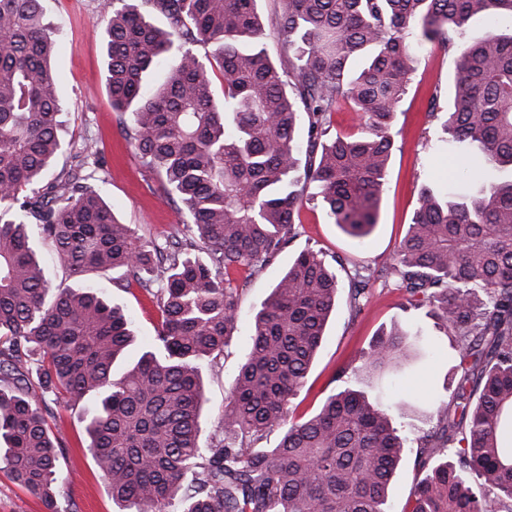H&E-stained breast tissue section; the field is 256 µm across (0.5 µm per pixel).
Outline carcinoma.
<instances>
[{
    "instance_id": "1",
    "label": "carcinoma",
    "mask_w": 512,
    "mask_h": 512,
    "mask_svg": "<svg viewBox=\"0 0 512 512\" xmlns=\"http://www.w3.org/2000/svg\"><path fill=\"white\" fill-rule=\"evenodd\" d=\"M258 0H108L107 91L143 163L190 223L166 245L139 241L88 177L46 173L63 152L40 0H0V471L59 512L67 440L47 397L79 413L84 443L120 512H389L406 445L395 403L345 388L290 415L341 280L302 250L257 309L220 430L203 440V371L236 329L247 279L296 237L307 190L362 239L377 224L393 118L424 41L456 57L441 120L457 187L422 190L383 271L423 303L451 345L448 399L418 437L425 474L408 512H512V0H282L268 54ZM161 13V29L152 15ZM481 17L487 32L469 35ZM210 48L199 56L196 47ZM364 56L358 70L354 59ZM220 71L222 93L215 90ZM347 106L358 132L321 141ZM307 121V162L298 128ZM79 281L54 287L35 249ZM122 273L160 311L149 350L120 376L133 341L124 312L88 275ZM372 272L349 278L352 307ZM439 352L419 327L379 334L361 369L399 373L411 349ZM90 406L81 405L88 394ZM280 430L276 444L261 442Z\"/></svg>"
}]
</instances>
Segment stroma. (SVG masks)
Listing matches in <instances>:
<instances>
[{
    "label": "stroma",
    "instance_id": "stroma-1",
    "mask_svg": "<svg viewBox=\"0 0 512 512\" xmlns=\"http://www.w3.org/2000/svg\"><path fill=\"white\" fill-rule=\"evenodd\" d=\"M40 3L44 18L55 33L53 65L63 105L59 120L64 150L53 167L54 173L81 165L83 174L91 175L92 186L104 196L121 223L136 227L142 238L164 241L184 224L186 215L178 204L166 200L162 182L127 142L119 117L112 110L106 91V49L98 25L103 0ZM454 70L455 58L441 44L429 42L419 51L409 92L396 112L398 133L387 172V190L372 234L361 241L353 239L330 223L319 202H304L295 219L297 235L292 243L274 262L251 275L230 352L220 369L205 374V433L219 428L238 366L249 349L255 309L296 253L305 248L323 253L342 279L357 269L381 267L407 232L421 186L439 178L452 180L457 169L455 157L443 148V133L428 111L434 105L446 110ZM436 89L441 95L435 100L431 94ZM88 140L97 141L101 152L95 158L79 159V151ZM91 280L131 320L136 341L128 358L136 360L155 334L160 322L158 308L137 287H117L111 274H95ZM360 301L362 312H354L349 288L340 289L307 383L292 403L295 417L309 415L328 395L347 387L364 391L372 398L379 389L388 388L389 377L370 378L361 372L362 355L380 330L416 323L425 334L439 340L442 351L415 358L403 372L400 390L391 391L390 397L399 404L397 421L414 432L435 430V403L446 398L445 387L452 377V362L446 353L449 337L433 320L425 318L423 310L410 306L394 278L371 281ZM53 411L57 429L69 442L57 462L59 472L66 478L58 498L61 512H117L105 479L81 444L79 419L59 404L54 405ZM419 454L417 441L409 440L391 481L390 512H403L419 477Z\"/></svg>",
    "mask_w": 512,
    "mask_h": 512
}]
</instances>
